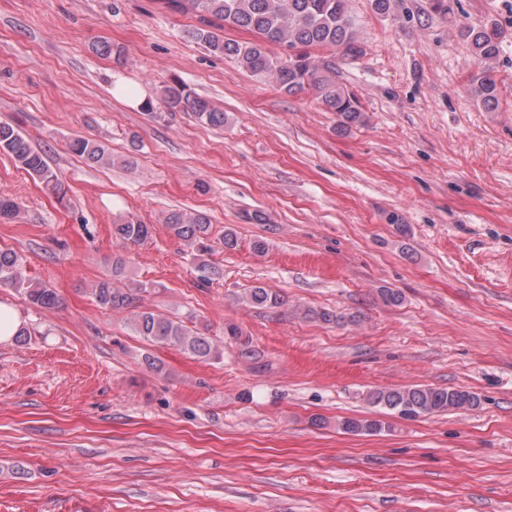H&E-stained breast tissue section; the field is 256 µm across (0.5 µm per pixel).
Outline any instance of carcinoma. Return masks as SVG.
Wrapping results in <instances>:
<instances>
[{"instance_id": "cac0c4a2", "label": "carcinoma", "mask_w": 512, "mask_h": 512, "mask_svg": "<svg viewBox=\"0 0 512 512\" xmlns=\"http://www.w3.org/2000/svg\"><path fill=\"white\" fill-rule=\"evenodd\" d=\"M349 0H164V4L179 13L197 16L200 27L192 36L208 50L220 55L252 76L277 85L292 95L310 91L327 107L336 112L339 127L348 130L365 121L356 96L339 82L336 59H326V52H340L341 57L355 59L364 54V42L348 9ZM230 25L255 35L251 41L229 40L220 35ZM480 70L471 74L470 83L476 96L486 106L497 99V83L490 74V63L499 54L501 32L491 25L470 26L462 31ZM280 47L273 52L270 46ZM163 102L168 111H186L202 124L224 125V112L205 97L197 96L188 87L174 81L163 87ZM70 150L82 159L98 165L113 164L112 153L101 142L77 137ZM0 152L9 155L29 174L39 180L59 198L65 188L57 172L47 162L44 153L35 149L8 122H0ZM19 204L0 193V222H12L20 217ZM170 233L200 259L203 279L213 280L220 271L203 260L211 251L208 244L211 224L202 213L172 210L163 219ZM113 236L125 248L139 245L152 235V225L132 214L116 217ZM127 260L123 255L112 258V269L92 288L94 300L103 307L129 310L128 324L147 342L168 345L198 358L209 360L223 355L205 332L140 305L147 285L135 283L119 288L117 283L127 278ZM23 291L35 308L51 310L59 306L57 293L40 282L28 278L23 258L11 251H0V286ZM243 302L254 308L275 307L283 303L279 294L266 288H252ZM367 402L380 407L388 415L406 420L448 411L467 410L480 405L473 392L429 385H412L394 389H376L367 394ZM383 419L360 417L338 422L345 433L376 435L389 430Z\"/></svg>"}]
</instances>
